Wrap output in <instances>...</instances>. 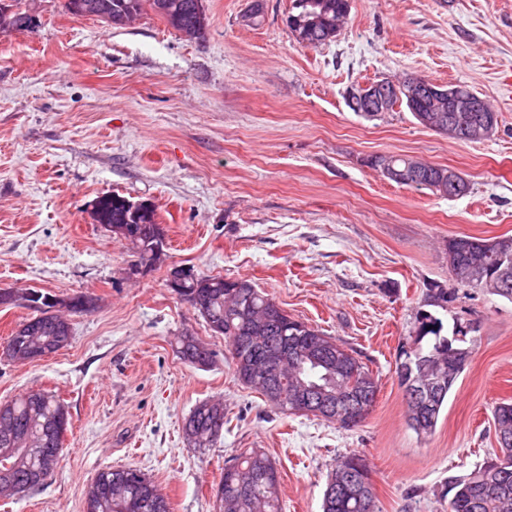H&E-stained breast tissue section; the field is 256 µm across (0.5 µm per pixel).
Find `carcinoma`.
Returning a JSON list of instances; mask_svg holds the SVG:
<instances>
[{
  "label": "carcinoma",
  "mask_w": 512,
  "mask_h": 512,
  "mask_svg": "<svg viewBox=\"0 0 512 512\" xmlns=\"http://www.w3.org/2000/svg\"><path fill=\"white\" fill-rule=\"evenodd\" d=\"M81 16L96 17L112 27L123 26L122 12L140 15L150 8L160 17L167 16L176 31L191 27L196 17L199 0H80ZM14 8L9 15L0 14V25L8 23L20 31L33 26L23 25L32 0H11ZM348 0H292L286 19L287 27L303 23L307 40L316 46L336 36L323 23L314 24L316 17L339 23L348 13ZM413 116L430 118L435 114L433 98L420 92L414 100ZM482 112H446L461 128L471 131L483 119ZM369 164L380 170L393 167L404 173L398 185L429 189L441 196H462L469 185L462 177L455 186L440 179L441 167L429 165L402 155H376ZM496 248L487 247L489 240L460 236L448 239L454 247V265L457 284L474 289H489L494 294L512 300V273L505 279L507 291L492 283L480 285L472 278L475 267L487 272L497 264V249L512 256V236L494 239ZM127 244L142 261L153 259V240L145 234L127 240ZM214 287L203 289L205 303L201 316L207 323L222 326L224 342L231 354L235 374L247 387L259 392L274 409L284 412L297 401L298 387L316 382L320 392L314 397L318 416L334 420L336 410L350 403L373 405L378 382L372 372L353 353L338 345L331 337L309 328L297 331L292 343L285 342L280 332L290 330L296 320L288 316L266 293L250 281L239 279L243 287L237 289L242 296L239 308L232 307L234 299L224 292V277H213ZM430 302L443 307L456 299L454 291L435 284L429 288ZM48 309H35L33 315L21 323L25 333L11 347L8 359L22 362L24 358L54 352L67 346L71 331L54 322ZM412 349L413 375L429 381L444 378L446 391L456 382L448 364V337L441 334L439 319L422 313ZM321 348L324 361L308 362L304 368L288 365V350L307 359L310 351ZM175 353L180 360L196 367H207L215 353L197 336L182 334L178 337ZM273 359L282 364L285 381L268 387L252 375L253 364ZM448 396L438 401L430 418L420 422L418 405L407 403L409 426L419 435L431 434L437 425L441 408ZM209 402L199 403L186 417L183 430L187 443L195 448H208L221 436L224 414L213 413ZM69 419L65 406L55 395L46 392H28L9 401L0 402V469L5 467L21 493L36 489L44 474L43 467L58 464L63 452V438L51 428L60 420ZM495 434L512 435V400L500 402L494 409ZM366 470L358 455L344 456L336 462L324 492L322 512H378L374 488L364 489L347 479V471ZM278 473L275 461L255 448L224 464V477L216 489V496L224 501V512H282L279 485L274 483ZM452 497L448 512H512V452L487 459L481 466L462 478L448 480ZM84 512H170L166 498L156 485L139 470L133 468H107L100 471L84 500Z\"/></svg>",
  "instance_id": "1"
}]
</instances>
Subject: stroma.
<instances>
[{
    "label": "stroma",
    "mask_w": 512,
    "mask_h": 512,
    "mask_svg": "<svg viewBox=\"0 0 512 512\" xmlns=\"http://www.w3.org/2000/svg\"><path fill=\"white\" fill-rule=\"evenodd\" d=\"M37 0L29 32L0 33V287L92 297L71 340L35 361L0 358V401L55 394L70 426L58 469L0 512H84L107 467L145 473L170 512H220L224 464L247 448L276 461L284 512H322L343 456L365 460L379 512H448V479L498 451L493 409L512 400V301L456 288L448 240L512 236V0H349L336 37L298 42L292 0H204L189 39L154 12L113 28ZM415 74L462 83L498 115L490 138L456 141L406 106L368 119L358 85ZM393 154L450 167L469 183L448 198L385 178ZM115 192L151 202L167 262L129 275L126 241L90 215ZM251 280L288 315L357 352L378 380L366 421L346 430L285 415L236 378L223 337L168 288L170 266ZM439 284L457 291L431 305ZM445 332L474 324L468 362L435 430L408 425L397 375L418 316ZM216 352L184 363L177 336ZM224 402V431L194 448L182 427L202 401Z\"/></svg>",
    "instance_id": "stroma-1"
}]
</instances>
